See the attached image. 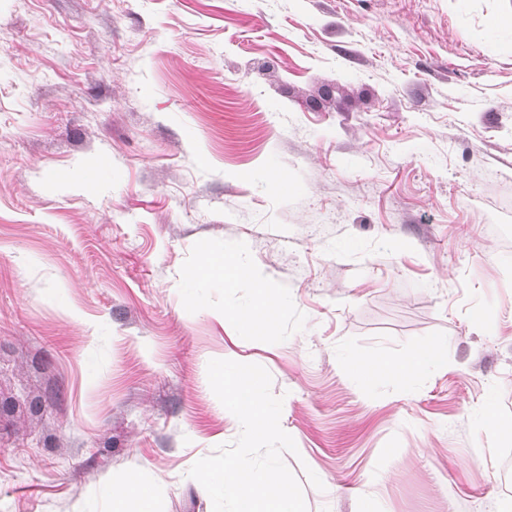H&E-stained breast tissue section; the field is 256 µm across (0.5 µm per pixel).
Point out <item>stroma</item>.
<instances>
[{"label": "stroma", "instance_id": "1", "mask_svg": "<svg viewBox=\"0 0 512 512\" xmlns=\"http://www.w3.org/2000/svg\"><path fill=\"white\" fill-rule=\"evenodd\" d=\"M512 0H0V512H212L207 364L263 366L307 512H501ZM282 306L240 334L250 281ZM495 326L487 331L477 316ZM446 364L364 386L348 357ZM323 482L316 489L308 473ZM224 271L226 284L236 283L240 280H251L257 286V299L253 308L247 312L238 313L235 322L238 328L249 336L264 340L271 335L280 304L277 298L272 297L259 281L261 273L250 266L238 264L232 253L224 252V256H209L204 265L191 274V278H199L214 274L215 271ZM273 312L271 313V311ZM481 428L490 432L493 436L496 437H504V436H512V422L510 420L509 424L505 423L499 414L493 409L488 408L483 414L480 420ZM116 512H153V489L149 485L131 483L112 490Z\"/></svg>", "mask_w": 512, "mask_h": 512}]
</instances>
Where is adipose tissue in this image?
<instances>
[{
	"label": "adipose tissue",
	"mask_w": 512,
	"mask_h": 512,
	"mask_svg": "<svg viewBox=\"0 0 512 512\" xmlns=\"http://www.w3.org/2000/svg\"><path fill=\"white\" fill-rule=\"evenodd\" d=\"M218 270L223 272L224 280L229 284L241 280H251L258 284L261 277L257 269L238 264L232 253L229 252L221 256L208 257L198 274L204 277L214 274ZM279 308L278 299L272 297L265 287L258 284L255 305L251 310L237 314L235 322L239 329L247 335L263 340L270 335ZM444 361L440 342L430 341L417 348L403 361L356 359L350 363L349 368L354 376L363 383L405 387L412 382L417 373L428 367L442 364Z\"/></svg>",
	"instance_id": "obj_1"
}]
</instances>
